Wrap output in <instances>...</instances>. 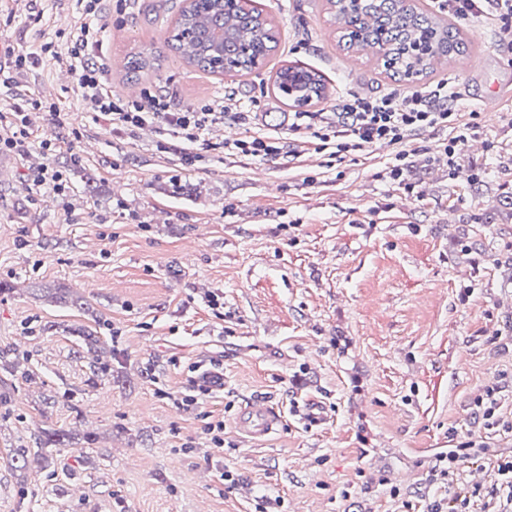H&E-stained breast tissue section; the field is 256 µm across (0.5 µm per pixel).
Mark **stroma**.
<instances>
[{
    "label": "stroma",
    "mask_w": 512,
    "mask_h": 512,
    "mask_svg": "<svg viewBox=\"0 0 512 512\" xmlns=\"http://www.w3.org/2000/svg\"><path fill=\"white\" fill-rule=\"evenodd\" d=\"M181 0H133L123 19L102 18V53L114 93L127 87L130 53L151 48L159 71L138 89H160L185 108L232 98L255 127L288 135L290 109L273 88L284 63L320 71L331 111L345 93L405 90L374 50H343L326 0H254L280 33L277 50L241 75L183 63L165 40ZM75 0H0V66L6 46L64 44ZM464 62L438 64L463 110L479 112L476 145L457 170L432 165L440 136L412 158L415 193L382 171L386 151L337 160L307 151L257 165L205 153L179 167L177 147L147 127L106 133L73 94L64 66L31 67L0 85V113L46 85L53 97L25 108L29 128H53L58 106L81 136L55 151L0 150V353L29 376L4 381L0 404V512H398L389 494L427 495L426 473L443 449L473 442L512 451V53L484 27ZM264 177H256V167ZM61 171L68 190L32 192L28 174ZM88 280L93 289L79 293ZM224 296V317L205 307ZM96 329L111 374L92 376L67 329ZM218 359L224 392L177 410L188 367ZM303 386L290 393L292 376ZM501 387L500 422L474 416V401ZM318 404L308 426L288 416L259 440L233 425L238 406L269 398ZM223 420L224 449L203 428ZM72 447L19 469L14 452L42 428ZM94 433L93 447L80 437ZM386 462L374 470L365 449ZM241 478L231 488L224 469Z\"/></svg>",
    "instance_id": "obj_1"
}]
</instances>
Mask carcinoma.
I'll list each match as a JSON object with an SVG mask.
<instances>
[{"label": "carcinoma", "instance_id": "1", "mask_svg": "<svg viewBox=\"0 0 512 512\" xmlns=\"http://www.w3.org/2000/svg\"><path fill=\"white\" fill-rule=\"evenodd\" d=\"M328 4L344 47L379 48L386 72L395 79L422 80L438 60L466 51L460 20L438 17L416 0H328ZM278 43L277 33L252 0H239L232 12L224 10V0H187L168 38V45L184 60L212 74L224 73L216 59L245 44L260 48L266 57ZM155 62L153 52L143 49L127 59L126 76L137 78L155 69ZM274 89L291 107L314 105L327 96L324 76L298 63L285 64L276 72ZM77 333L91 366L100 364V338L85 329ZM34 440L41 450L70 447V435L63 429H44Z\"/></svg>", "mask_w": 512, "mask_h": 512}]
</instances>
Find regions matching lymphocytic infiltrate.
Instances as JSON below:
<instances>
[{"instance_id": "f902f5d3", "label": "lymphocytic infiltrate", "mask_w": 512, "mask_h": 512, "mask_svg": "<svg viewBox=\"0 0 512 512\" xmlns=\"http://www.w3.org/2000/svg\"><path fill=\"white\" fill-rule=\"evenodd\" d=\"M125 0H76L82 23L70 30L64 45L51 42L33 45L27 51L7 48L15 68L23 69L45 61L66 64L75 76L74 94L95 121L109 132L133 133L151 123L164 135L179 142L183 169L192 168L203 152L212 150L209 133L214 126L232 124L242 130L239 137L224 140L225 158L249 156L267 161L286 147L281 138L252 131L250 111L235 102L174 108L166 94L145 91L139 99L127 100L114 94L107 80V67L100 55L103 44L100 18L123 13ZM440 9L467 20L490 16L500 44L512 50V0H439ZM477 113L462 115L449 93L447 81L406 91L392 90L376 96L348 93L339 97L334 111L298 112L290 130L297 148L312 147L339 158L363 152L380 144L391 148L389 177L394 184L413 191L405 171L415 154L414 142L425 133L444 132L436 145L432 163L455 168L462 147L478 134ZM488 471L486 485H470L467 468ZM429 485H446L443 498L425 501L422 512H512V455L492 454L485 448H452L440 454L427 475Z\"/></svg>"}]
</instances>
